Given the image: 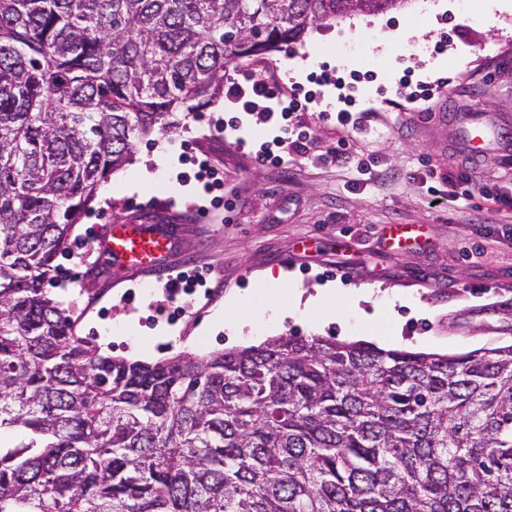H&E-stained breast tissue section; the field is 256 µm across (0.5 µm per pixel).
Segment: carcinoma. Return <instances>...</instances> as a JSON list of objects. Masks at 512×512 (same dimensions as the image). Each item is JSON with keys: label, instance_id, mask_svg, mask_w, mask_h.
<instances>
[{"label": "carcinoma", "instance_id": "obj_1", "mask_svg": "<svg viewBox=\"0 0 512 512\" xmlns=\"http://www.w3.org/2000/svg\"><path fill=\"white\" fill-rule=\"evenodd\" d=\"M406 0H0V512H512V344L105 356L49 294L99 187L230 64Z\"/></svg>", "mask_w": 512, "mask_h": 512}]
</instances>
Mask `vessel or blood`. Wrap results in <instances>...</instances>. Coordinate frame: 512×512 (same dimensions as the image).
Here are the masks:
<instances>
[{
  "mask_svg": "<svg viewBox=\"0 0 512 512\" xmlns=\"http://www.w3.org/2000/svg\"><path fill=\"white\" fill-rule=\"evenodd\" d=\"M454 137L471 158L483 157L490 146L511 139L493 121L460 116L451 122ZM175 235L159 218L139 215L129 223L107 225L100 248L111 264L149 273L162 266L174 247Z\"/></svg>",
  "mask_w": 512,
  "mask_h": 512,
  "instance_id": "vessel-or-blood-1",
  "label": "vessel or blood"
}]
</instances>
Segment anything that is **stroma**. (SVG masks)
<instances>
[{
	"mask_svg": "<svg viewBox=\"0 0 512 512\" xmlns=\"http://www.w3.org/2000/svg\"><path fill=\"white\" fill-rule=\"evenodd\" d=\"M436 0H408L386 13H355L323 22L298 43L240 60L243 68L277 72L289 85L308 86L324 68L354 76V134L348 163L332 166L318 148L336 138L334 123L319 120L341 107L339 92L321 87L304 114L316 150L288 165L259 164L255 156L279 134L276 125L240 114L235 126L215 135L213 127L237 113L227 97L183 119L176 132L139 143L136 159L101 187L89 215L74 235L77 256L63 255L67 272L60 299L83 289L77 333L101 353L131 358L153 350L156 360L174 357L190 344L204 354L229 346L228 332L214 325L228 297L242 300L259 336H267L270 308L292 291L310 295L332 283L335 321L318 326L301 316L285 317L280 336H371L382 349L455 355L512 343V212L490 211L481 197L462 199L460 174L512 197V152L489 150L470 164L448 145L442 114L488 115L512 131V13L488 18L484 0H461L455 12L431 13ZM402 27L423 30L420 41L388 43ZM421 65L413 82L448 81L431 112L419 104L386 105L411 57ZM166 146L171 162L158 169L154 153ZM209 159L224 171L214 195L184 180L189 158ZM152 173V183L128 193L120 178ZM165 201L181 230L163 269L127 272L110 267L99 250L102 226L126 222ZM407 226V238L392 240L390 226ZM208 274V294L191 317L154 312L168 275ZM287 273V282L265 283L266 274ZM263 288L262 298L253 291Z\"/></svg>",
	"mask_w": 512,
	"mask_h": 512,
	"instance_id": "obj_1",
	"label": "stroma"
}]
</instances>
